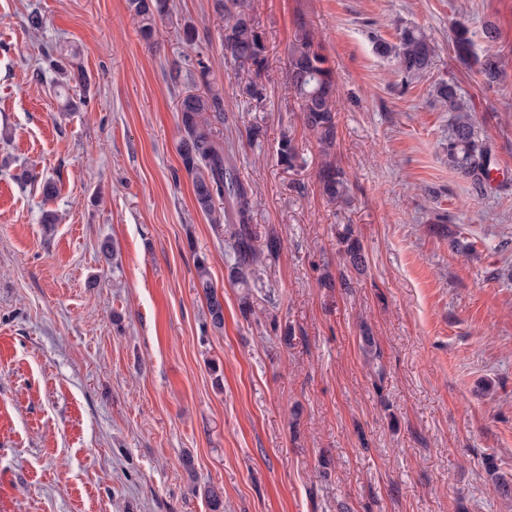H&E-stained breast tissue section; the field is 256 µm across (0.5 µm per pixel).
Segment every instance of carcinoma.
Returning a JSON list of instances; mask_svg holds the SVG:
<instances>
[{"label":"carcinoma","instance_id":"carcinoma-1","mask_svg":"<svg viewBox=\"0 0 512 512\" xmlns=\"http://www.w3.org/2000/svg\"><path fill=\"white\" fill-rule=\"evenodd\" d=\"M128 7L138 19L141 39L150 43L157 22L170 13V0H128ZM211 8L221 18L229 16L221 34L224 55L241 67L252 68L257 75L265 71L267 46L253 17L242 10L232 13L227 0H211ZM452 45L459 58L469 55L473 44L466 26L454 29ZM374 49L379 56L392 60L395 73L405 84L428 74L436 57L432 40L415 25L400 27L394 43L375 39ZM46 58L53 69L68 80L87 85L77 56L58 60L49 49ZM287 63L288 88L299 102L304 128L315 138L323 157L317 173L320 193L331 203L344 202L348 200L347 183L343 172L331 161L338 135L334 71L304 22L298 24L294 40L288 45ZM191 65L189 76L198 78L202 87L188 89L179 97L177 112L183 131L179 156L184 170L192 177L197 208L211 223L224 225L226 234L233 241L234 283L245 287L248 270L260 263L261 254L254 244L251 228L253 201L238 178L232 159L224 154V147L217 140L216 125L224 124L223 92L209 80L210 66L202 53H197ZM481 73L487 86L498 84L502 73L497 59L486 57ZM433 95L444 109L457 113L448 133V168L467 179L473 192L479 195L489 183L491 151L479 141L475 123L454 82L438 81ZM277 160L288 170L296 166L298 151L286 135L278 144ZM339 238L350 265L356 269L364 266L362 245L353 237L350 227L339 232ZM196 274L197 287L207 301L210 324L221 329L224 327V304L213 285L205 259H196Z\"/></svg>","mask_w":512,"mask_h":512}]
</instances>
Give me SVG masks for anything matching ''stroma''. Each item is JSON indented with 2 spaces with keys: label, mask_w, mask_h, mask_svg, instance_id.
<instances>
[{
  "label": "stroma",
  "mask_w": 512,
  "mask_h": 512,
  "mask_svg": "<svg viewBox=\"0 0 512 512\" xmlns=\"http://www.w3.org/2000/svg\"><path fill=\"white\" fill-rule=\"evenodd\" d=\"M170 2L148 44L127 0H0V512H212L210 485L223 512H512L494 483L512 477V182L478 195L449 169L452 115L431 94L457 81L479 139L512 165V0H243L268 46L258 101L210 0ZM302 20L335 74L346 205L322 197L288 92ZM460 23L476 59L453 51ZM406 24L436 61L404 87L371 38ZM49 46L83 62L78 111L61 109ZM199 52L223 90L220 136L254 237L280 243L246 289L178 155L176 104ZM489 54L503 71L491 90ZM285 134L292 171L277 162ZM47 211L59 222L42 223ZM346 225L364 272L343 260ZM199 257L224 300L220 331ZM195 267L197 274L196 288H200L206 298L210 324L214 329H221L224 327V304L213 285L205 259L197 258Z\"/></svg>",
  "instance_id": "stroma-1"
}]
</instances>
